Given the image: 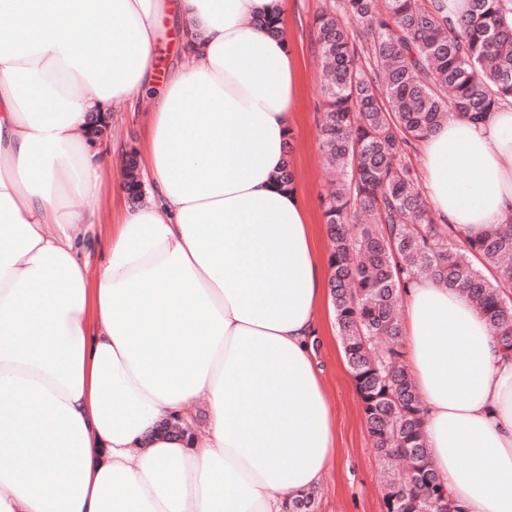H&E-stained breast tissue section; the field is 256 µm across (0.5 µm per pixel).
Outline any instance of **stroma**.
I'll use <instances>...</instances> for the list:
<instances>
[{"instance_id": "obj_1", "label": "stroma", "mask_w": 512, "mask_h": 512, "mask_svg": "<svg viewBox=\"0 0 512 512\" xmlns=\"http://www.w3.org/2000/svg\"><path fill=\"white\" fill-rule=\"evenodd\" d=\"M327 2L286 0L285 3L288 36L296 49L301 70L292 164L309 221L318 227L317 247L324 254L329 251V240L321 228L324 221L321 198L330 189L332 176L324 168L319 150L322 70L314 50L316 32L312 22ZM155 96V91L151 90L136 104L113 103L112 124L103 138L104 143L114 146L124 156L139 153L147 132V114ZM322 321L318 358L336 414V453L328 462L324 482L318 490L315 512H386L382 466L346 366L331 302L323 304Z\"/></svg>"}]
</instances>
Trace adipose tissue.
<instances>
[{"label":"adipose tissue","instance_id":"1","mask_svg":"<svg viewBox=\"0 0 512 512\" xmlns=\"http://www.w3.org/2000/svg\"><path fill=\"white\" fill-rule=\"evenodd\" d=\"M282 12L0 0L25 22L0 34V512H288L322 484L336 448L315 346L326 263L301 193L275 183L299 70L260 24ZM167 19L181 63L161 75ZM151 85L149 196L104 218L113 152L87 117ZM419 159L461 240L512 223V105L449 117ZM403 304L433 468L462 512H512V354L460 292L422 278Z\"/></svg>","mask_w":512,"mask_h":512}]
</instances>
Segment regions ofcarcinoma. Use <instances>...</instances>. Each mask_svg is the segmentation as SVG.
<instances>
[{
    "instance_id": "obj_1",
    "label": "carcinoma",
    "mask_w": 512,
    "mask_h": 512,
    "mask_svg": "<svg viewBox=\"0 0 512 512\" xmlns=\"http://www.w3.org/2000/svg\"><path fill=\"white\" fill-rule=\"evenodd\" d=\"M321 147L338 172L323 202L329 288L345 360L374 448L393 476L387 512H460L431 467L422 402L399 340L401 289L432 279L466 295L512 348V224L461 245L428 211L409 163L450 115L482 120L512 103V0H338L314 20ZM127 165L126 190L142 194ZM315 492L289 512H313Z\"/></svg>"
}]
</instances>
